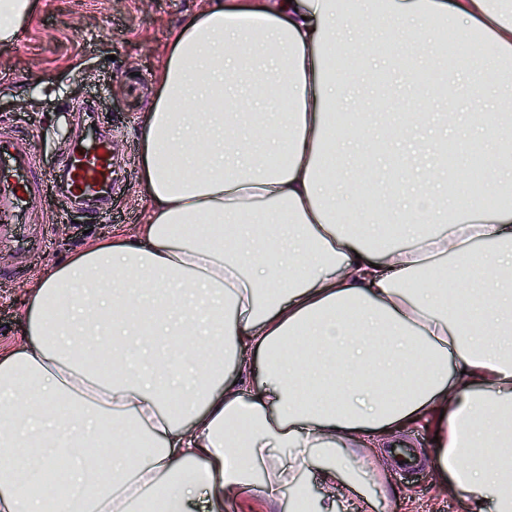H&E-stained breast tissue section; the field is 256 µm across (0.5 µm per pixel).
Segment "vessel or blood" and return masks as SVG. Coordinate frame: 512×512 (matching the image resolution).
<instances>
[{
    "instance_id": "vessel-or-blood-1",
    "label": "vessel or blood",
    "mask_w": 512,
    "mask_h": 512,
    "mask_svg": "<svg viewBox=\"0 0 512 512\" xmlns=\"http://www.w3.org/2000/svg\"><path fill=\"white\" fill-rule=\"evenodd\" d=\"M111 132L97 140L74 139L64 164L51 175L37 161L31 132L0 126V231L24 221L26 209L41 201L47 189H56L66 203L99 213L112 199Z\"/></svg>"
}]
</instances>
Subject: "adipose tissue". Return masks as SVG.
Listing matches in <instances>:
<instances>
[{
	"mask_svg": "<svg viewBox=\"0 0 512 512\" xmlns=\"http://www.w3.org/2000/svg\"><path fill=\"white\" fill-rule=\"evenodd\" d=\"M446 25L501 196L512 0H216L185 20L142 128L143 224L34 279L27 342L0 351V512H136L149 494L187 512L200 492L224 512L231 495L304 498L312 465L328 490L312 512H336L338 488L373 512L389 474L366 443L418 422L435 426L436 474L470 512H512V206L475 201L440 228L432 185L463 179L426 141L394 198L405 242L390 244L364 201L380 170L336 169L328 144L355 82L337 58L397 60L420 93L392 133L416 140L430 120L419 78L442 68ZM90 446L124 456H89L94 479L71 495L28 494L26 472L67 471L68 449Z\"/></svg>",
	"mask_w": 512,
	"mask_h": 512,
	"instance_id": "adipose-tissue-1",
	"label": "adipose tissue"
}]
</instances>
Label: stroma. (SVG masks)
<instances>
[{
    "label": "stroma",
    "instance_id": "stroma-1",
    "mask_svg": "<svg viewBox=\"0 0 512 512\" xmlns=\"http://www.w3.org/2000/svg\"><path fill=\"white\" fill-rule=\"evenodd\" d=\"M212 0H38L9 49H0V122L29 130L43 172L58 170L75 137L115 130L112 147L121 164L112 205L105 217L80 208L60 210L55 197L31 209L15 234L39 230L30 250L14 253L0 246V348L23 341L27 284L49 267L66 262L83 247L117 230L134 233L149 201L140 183L143 122L157 94L155 76L166 46L186 15L205 10ZM93 102L95 122L76 106ZM395 441L419 440V466L400 473L388 448L378 450L396 495L376 512H468L466 501L449 494L432 473L427 455L433 433L423 425L396 432Z\"/></svg>",
    "mask_w": 512,
    "mask_h": 512
}]
</instances>
